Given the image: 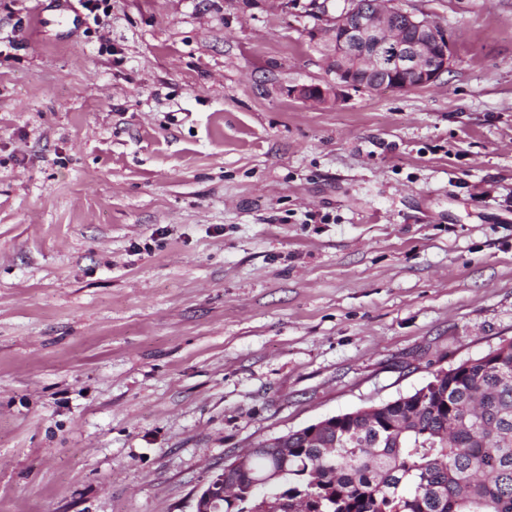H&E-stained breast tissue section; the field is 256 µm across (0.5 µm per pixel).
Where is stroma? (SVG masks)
I'll return each mask as SVG.
<instances>
[{
  "label": "stroma",
  "mask_w": 512,
  "mask_h": 512,
  "mask_svg": "<svg viewBox=\"0 0 512 512\" xmlns=\"http://www.w3.org/2000/svg\"><path fill=\"white\" fill-rule=\"evenodd\" d=\"M83 2L0 0V512H193L512 339V0L330 105L314 0Z\"/></svg>",
  "instance_id": "1"
}]
</instances>
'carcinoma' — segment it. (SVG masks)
Listing matches in <instances>:
<instances>
[{
  "instance_id": "cac0c4a2",
  "label": "carcinoma",
  "mask_w": 512,
  "mask_h": 512,
  "mask_svg": "<svg viewBox=\"0 0 512 512\" xmlns=\"http://www.w3.org/2000/svg\"><path fill=\"white\" fill-rule=\"evenodd\" d=\"M437 384L336 430L260 448L220 512H512V348L459 363Z\"/></svg>"
}]
</instances>
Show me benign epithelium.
Masks as SVG:
<instances>
[{
  "label": "benign epithelium",
  "mask_w": 512,
  "mask_h": 512,
  "mask_svg": "<svg viewBox=\"0 0 512 512\" xmlns=\"http://www.w3.org/2000/svg\"><path fill=\"white\" fill-rule=\"evenodd\" d=\"M314 39L323 45L329 80L289 90L303 101H336L348 87L403 93L427 87L448 71L453 59L446 30L409 12L398 21L384 0L346 4L343 14L314 30ZM231 494L220 470L197 493L194 512H214L216 501Z\"/></svg>",
  "instance_id": "benign-epithelium-1"
}]
</instances>
